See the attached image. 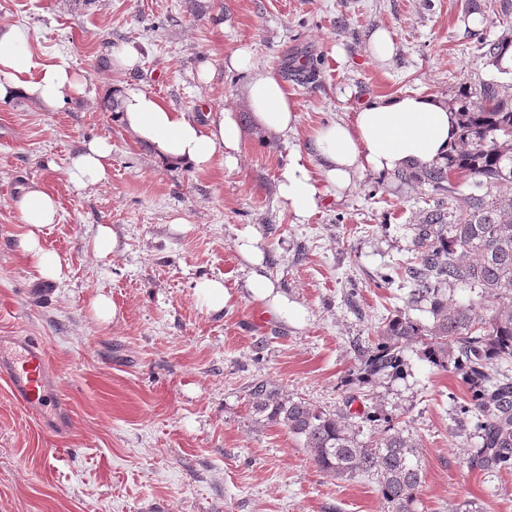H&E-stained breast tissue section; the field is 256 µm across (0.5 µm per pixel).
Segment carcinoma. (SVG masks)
<instances>
[{
  "label": "carcinoma",
  "instance_id": "carcinoma-1",
  "mask_svg": "<svg viewBox=\"0 0 512 512\" xmlns=\"http://www.w3.org/2000/svg\"><path fill=\"white\" fill-rule=\"evenodd\" d=\"M510 40L478 38L475 48L499 73ZM460 136L444 163L400 178L417 180L448 195L427 210L417 225V260L405 267L413 281L411 304H429L426 327L397 312L374 341L357 343L360 376L396 378L404 374L405 344L418 341L430 363L462 375V398L449 396L459 422L473 440L470 467L512 472V94L487 83L475 94L462 87L451 101ZM462 284L480 292L479 300L458 304L445 286ZM495 301L485 314L482 300ZM256 422L280 425L303 440L318 469L338 479L375 480L385 512H417L424 474L419 447L404 429L375 409L359 414L344 407L324 411L294 398L264 378L248 384ZM371 426L384 422L375 441L358 438L352 418Z\"/></svg>",
  "mask_w": 512,
  "mask_h": 512
}]
</instances>
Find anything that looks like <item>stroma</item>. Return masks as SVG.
I'll list each match as a JSON object with an SVG mask.
<instances>
[{"label": "stroma", "instance_id": "obj_1", "mask_svg": "<svg viewBox=\"0 0 512 512\" xmlns=\"http://www.w3.org/2000/svg\"><path fill=\"white\" fill-rule=\"evenodd\" d=\"M478 19L486 39L512 38V0H0V22L24 25L36 57H64L97 91L60 112L0 102V336L43 342L70 412L65 434L44 430L0 379V512H383L374 480L327 476L300 439L253 422L246 386L256 377L330 412L355 393L353 411L392 417L421 449L418 512H512V473L467 465L471 448L448 400L465 394L459 375L411 343L402 377L357 376L355 343L374 340L395 311L432 322L425 308H408L405 273L380 283L416 256L430 187L367 171L343 195L327 193L305 224L292 222L276 190L290 152L361 105L512 83L479 57ZM377 29L394 44L383 61L368 50ZM129 43L142 51L132 74L104 67ZM241 47L294 102L288 138L255 129L245 77L224 67ZM205 62L215 72L207 84L197 78ZM305 64L317 67L315 82L296 80ZM129 79L198 117L236 109L247 130L238 168L220 158L203 171L157 165L103 106L107 87ZM94 138L112 145L111 178L74 188L66 164ZM32 181L60 203L44 236L66 265L60 284L13 249L24 230L17 195ZM101 224L118 241L107 263L88 247ZM246 232L267 274L305 308L304 323L276 319L244 290L236 242ZM203 278L225 279L223 312L198 304ZM100 293L118 311L112 324L89 311Z\"/></svg>", "mask_w": 512, "mask_h": 512}]
</instances>
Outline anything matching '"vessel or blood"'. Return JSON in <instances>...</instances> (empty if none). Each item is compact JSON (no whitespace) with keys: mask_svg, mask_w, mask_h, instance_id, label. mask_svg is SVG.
Instances as JSON below:
<instances>
[{"mask_svg":"<svg viewBox=\"0 0 512 512\" xmlns=\"http://www.w3.org/2000/svg\"><path fill=\"white\" fill-rule=\"evenodd\" d=\"M51 365L43 344L33 336H0V378L14 399L43 427L65 429L67 405L52 396Z\"/></svg>","mask_w":512,"mask_h":512,"instance_id":"obj_1","label":"vessel or blood"}]
</instances>
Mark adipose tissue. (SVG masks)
<instances>
[{"label": "adipose tissue", "mask_w": 512, "mask_h": 512, "mask_svg": "<svg viewBox=\"0 0 512 512\" xmlns=\"http://www.w3.org/2000/svg\"><path fill=\"white\" fill-rule=\"evenodd\" d=\"M228 68L246 74L245 100L258 129L271 138L287 137L297 126V113L282 82L253 60L242 47L225 60ZM120 103L118 120L133 138L149 146L162 164L202 171L216 158L226 169L239 165L246 131L234 109L225 108L205 119L180 111L142 84L114 86ZM87 96V81L66 59L40 62L34 57L27 30L0 23V102L21 99L45 112H57ZM457 138L456 116L446 100L432 95L382 97L354 114L351 122L318 128L310 151L288 158L277 192L294 223H307L319 211L327 192L343 194L359 174L389 175L423 169L444 160ZM112 170V146L107 139L86 141L71 156L68 182L78 189L106 184ZM24 231L15 251L41 279L60 282L66 267L45 247L46 229L59 221L60 204L38 184L24 187L17 203ZM238 251L250 266L245 289L275 317L301 322L305 311L289 301L264 273L263 254L254 236L240 238Z\"/></svg>", "instance_id": "obj_1"}]
</instances>
